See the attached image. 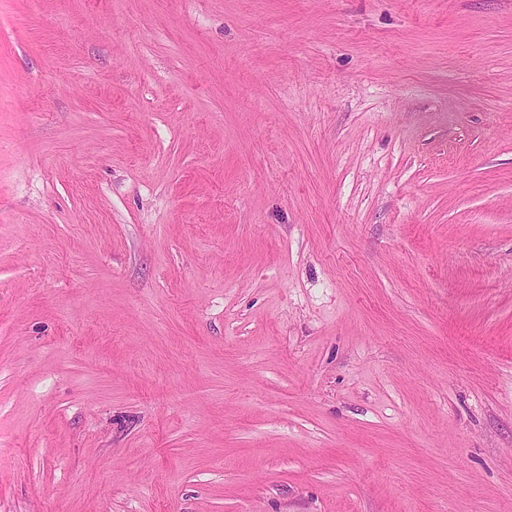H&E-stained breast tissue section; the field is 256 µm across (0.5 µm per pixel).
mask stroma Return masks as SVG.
Instances as JSON below:
<instances>
[{
    "label": "stroma",
    "mask_w": 512,
    "mask_h": 512,
    "mask_svg": "<svg viewBox=\"0 0 512 512\" xmlns=\"http://www.w3.org/2000/svg\"><path fill=\"white\" fill-rule=\"evenodd\" d=\"M0 512H512V0H0Z\"/></svg>",
    "instance_id": "1"
}]
</instances>
